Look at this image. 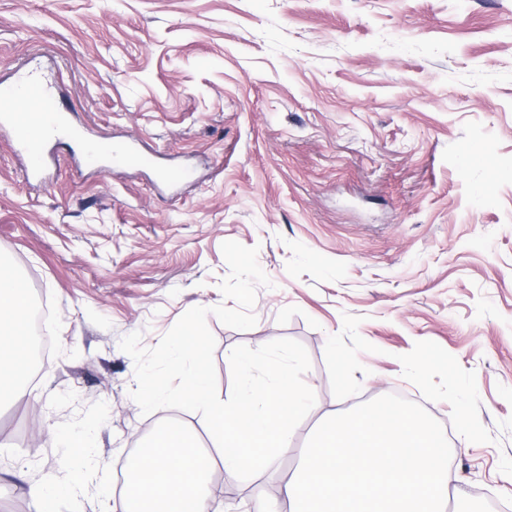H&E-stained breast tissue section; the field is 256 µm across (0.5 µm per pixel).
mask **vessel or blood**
I'll return each mask as SVG.
<instances>
[{"label": "vessel or blood", "instance_id": "obj_1", "mask_svg": "<svg viewBox=\"0 0 512 512\" xmlns=\"http://www.w3.org/2000/svg\"><path fill=\"white\" fill-rule=\"evenodd\" d=\"M58 97L56 85L32 73L19 75L14 81L0 82V129L10 130L19 153L26 160L27 180L47 184L56 157L55 142L71 137L84 138L85 133L54 113ZM23 101L34 102L38 116L28 119L16 106Z\"/></svg>", "mask_w": 512, "mask_h": 512}]
</instances>
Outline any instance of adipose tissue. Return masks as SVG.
<instances>
[{"instance_id": "ef3b65f1", "label": "adipose tissue", "mask_w": 512, "mask_h": 512, "mask_svg": "<svg viewBox=\"0 0 512 512\" xmlns=\"http://www.w3.org/2000/svg\"><path fill=\"white\" fill-rule=\"evenodd\" d=\"M30 298L19 278L0 267V406L24 391L23 375L15 358L28 349ZM210 460L203 456L196 438L181 427L163 430L153 439L152 450L141 457L137 495L155 512H209Z\"/></svg>"}]
</instances>
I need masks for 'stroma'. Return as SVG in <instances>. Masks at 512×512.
Returning a JSON list of instances; mask_svg holds the SVG:
<instances>
[{"instance_id":"35a3bbf8","label":"stroma","mask_w":512,"mask_h":512,"mask_svg":"<svg viewBox=\"0 0 512 512\" xmlns=\"http://www.w3.org/2000/svg\"><path fill=\"white\" fill-rule=\"evenodd\" d=\"M35 68L91 138L188 178L61 141L45 189L0 135V263L54 340L0 409V512H35L38 481L54 512H109L139 436L210 446L200 413L142 414L119 343L223 304L228 240L272 285L251 329L207 318L219 397L232 348L288 338L317 406L265 473L214 467L216 512H253L314 427L390 393L443 425L450 512H512V0H0V81Z\"/></svg>"}]
</instances>
